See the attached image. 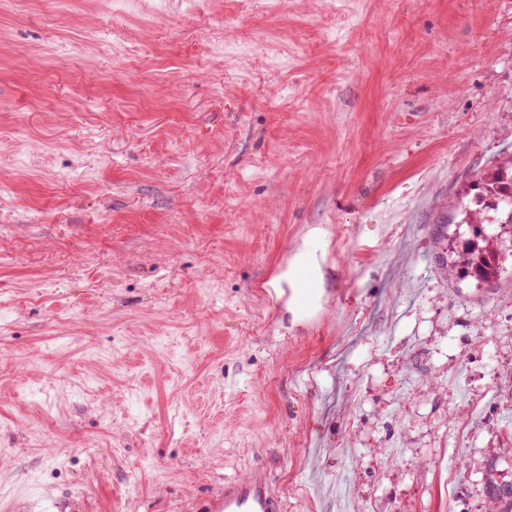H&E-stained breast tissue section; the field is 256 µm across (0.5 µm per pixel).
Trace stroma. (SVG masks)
Returning a JSON list of instances; mask_svg holds the SVG:
<instances>
[{
    "instance_id": "1",
    "label": "stroma",
    "mask_w": 512,
    "mask_h": 512,
    "mask_svg": "<svg viewBox=\"0 0 512 512\" xmlns=\"http://www.w3.org/2000/svg\"><path fill=\"white\" fill-rule=\"evenodd\" d=\"M511 159L512 0H0V512H489ZM485 178L488 190L498 200L495 210L500 216L492 224H512V159L495 167ZM496 248L493 240L486 237L482 245H477L459 257V262L467 267L468 275L480 283H493L500 276L499 262H496ZM206 512H280L282 505L272 494L269 479L261 469L240 480L224 484V492L204 505Z\"/></svg>"
}]
</instances>
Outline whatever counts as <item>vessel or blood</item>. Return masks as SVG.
I'll list each match as a JSON object with an SVG mask.
<instances>
[{
    "label": "vessel or blood",
    "instance_id": "b4317fda",
    "mask_svg": "<svg viewBox=\"0 0 512 512\" xmlns=\"http://www.w3.org/2000/svg\"><path fill=\"white\" fill-rule=\"evenodd\" d=\"M281 509L266 473L260 469L225 483L223 493L212 496L205 504L206 512H281Z\"/></svg>",
    "mask_w": 512,
    "mask_h": 512
}]
</instances>
